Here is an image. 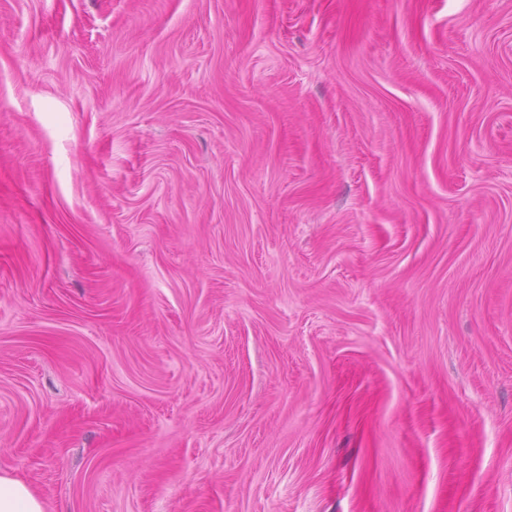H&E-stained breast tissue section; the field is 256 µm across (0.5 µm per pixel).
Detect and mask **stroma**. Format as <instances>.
<instances>
[{
	"label": "stroma",
	"instance_id": "35a3bbf8",
	"mask_svg": "<svg viewBox=\"0 0 512 512\" xmlns=\"http://www.w3.org/2000/svg\"><path fill=\"white\" fill-rule=\"evenodd\" d=\"M1 472L512 512V0H0Z\"/></svg>",
	"mask_w": 512,
	"mask_h": 512
}]
</instances>
